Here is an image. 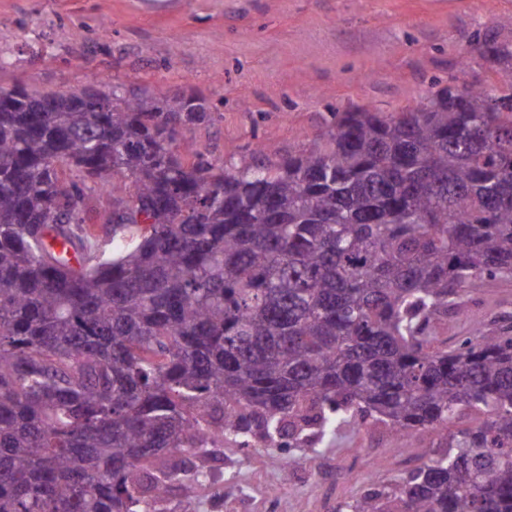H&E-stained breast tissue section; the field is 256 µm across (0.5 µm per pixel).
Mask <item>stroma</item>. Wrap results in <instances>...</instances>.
<instances>
[{
  "label": "stroma",
  "instance_id": "35a3bbf8",
  "mask_svg": "<svg viewBox=\"0 0 512 512\" xmlns=\"http://www.w3.org/2000/svg\"><path fill=\"white\" fill-rule=\"evenodd\" d=\"M509 16L512 0H0V85L66 92L97 75L160 98L201 92L216 119L179 140L221 164L259 144L280 155L313 147L334 112H402L451 84L501 83L473 49L512 44ZM470 313L492 330L512 325V280L490 282ZM444 435L366 424L327 447L229 445L192 500L174 487L163 507L336 512L442 457Z\"/></svg>",
  "mask_w": 512,
  "mask_h": 512
}]
</instances>
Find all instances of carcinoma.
I'll use <instances>...</instances> for the list:
<instances>
[{
    "label": "carcinoma",
    "mask_w": 512,
    "mask_h": 512,
    "mask_svg": "<svg viewBox=\"0 0 512 512\" xmlns=\"http://www.w3.org/2000/svg\"><path fill=\"white\" fill-rule=\"evenodd\" d=\"M480 57L512 90V47ZM184 120L208 100L0 86V512H160L226 442L465 417L350 512H512V333L435 345L512 278V93L333 112L321 146L225 165L174 149Z\"/></svg>",
    "instance_id": "1"
}]
</instances>
